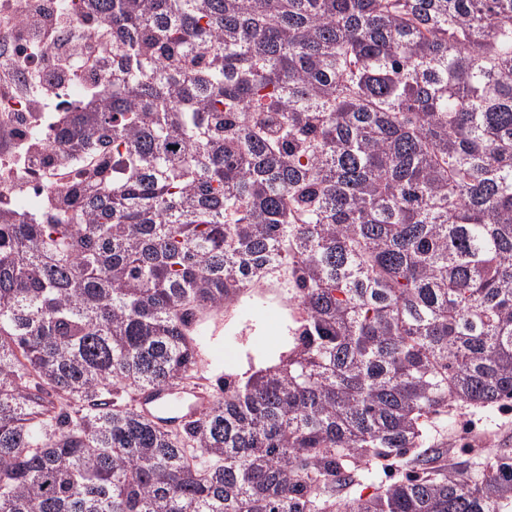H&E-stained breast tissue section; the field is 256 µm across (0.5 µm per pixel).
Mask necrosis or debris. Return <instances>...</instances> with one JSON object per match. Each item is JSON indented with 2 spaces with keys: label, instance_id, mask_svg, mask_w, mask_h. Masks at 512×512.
I'll use <instances>...</instances> for the list:
<instances>
[{
  "label": "necrosis or debris",
  "instance_id": "obj_1",
  "mask_svg": "<svg viewBox=\"0 0 512 512\" xmlns=\"http://www.w3.org/2000/svg\"><path fill=\"white\" fill-rule=\"evenodd\" d=\"M74 12L79 19L78 25L61 29L58 38L67 45L83 43L89 56L80 62V81L64 82L56 86V109L50 112L30 111L29 102L36 95L37 89L29 79L28 69L12 70L15 91L0 96V200L22 199L30 208H40L47 200L49 182L68 181L75 171L85 167L86 159L82 156L71 157L65 166L50 163L44 141L33 137L35 130H46L61 122L63 114L59 109L60 103L80 105L87 88L101 83V76L92 67L90 58L109 49L112 35L99 30L95 23L89 21L82 5H75ZM21 50L26 53L28 68L52 69L51 55L36 48L24 17L0 20V65L12 60Z\"/></svg>",
  "mask_w": 512,
  "mask_h": 512
}]
</instances>
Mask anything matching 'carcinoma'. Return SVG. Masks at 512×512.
I'll return each mask as SVG.
<instances>
[{
  "label": "carcinoma",
  "mask_w": 512,
  "mask_h": 512,
  "mask_svg": "<svg viewBox=\"0 0 512 512\" xmlns=\"http://www.w3.org/2000/svg\"><path fill=\"white\" fill-rule=\"evenodd\" d=\"M112 47L46 136L91 169L0 205V512H505L448 411L512 400V0H83ZM222 395L137 391L212 336ZM277 313L275 308H269L261 313V319L264 325L262 334L258 336H250L247 334L244 340V346H251L254 349H273L276 347L279 336L270 332V324L276 319ZM213 402L205 386L187 381L177 386L151 388L138 396L141 413L169 429L196 419Z\"/></svg>",
  "instance_id": "cac0c4a2"
}]
</instances>
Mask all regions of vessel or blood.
I'll return each mask as SVG.
<instances>
[{"label":"vessel or blood","instance_id":"obj_1","mask_svg":"<svg viewBox=\"0 0 512 512\" xmlns=\"http://www.w3.org/2000/svg\"><path fill=\"white\" fill-rule=\"evenodd\" d=\"M213 402L205 386L187 381L177 386L151 388L138 396L141 413L169 429L196 419Z\"/></svg>","mask_w":512,"mask_h":512}]
</instances>
